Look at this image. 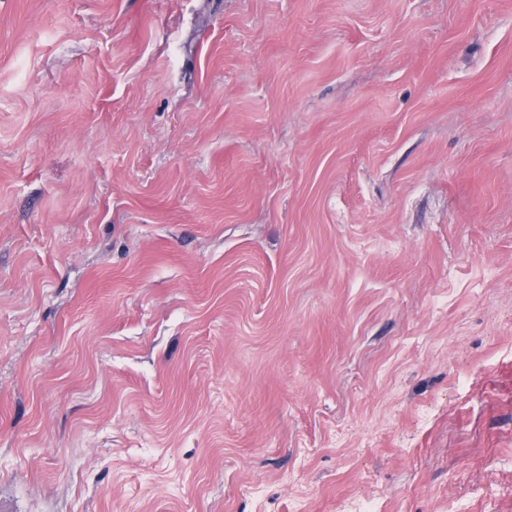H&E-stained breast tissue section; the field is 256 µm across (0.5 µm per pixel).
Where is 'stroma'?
Instances as JSON below:
<instances>
[{
  "label": "stroma",
  "mask_w": 512,
  "mask_h": 512,
  "mask_svg": "<svg viewBox=\"0 0 512 512\" xmlns=\"http://www.w3.org/2000/svg\"><path fill=\"white\" fill-rule=\"evenodd\" d=\"M512 512V0H0V512Z\"/></svg>",
  "instance_id": "1"
}]
</instances>
